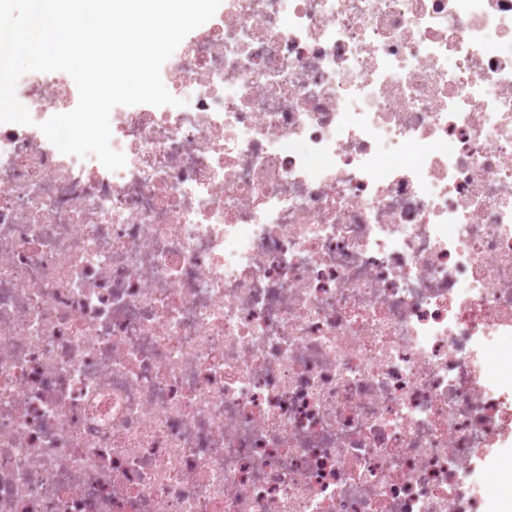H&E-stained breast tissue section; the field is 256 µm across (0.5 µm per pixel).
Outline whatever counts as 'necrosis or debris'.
I'll list each match as a JSON object with an SVG mask.
<instances>
[{
	"label": "necrosis or debris",
	"mask_w": 512,
	"mask_h": 512,
	"mask_svg": "<svg viewBox=\"0 0 512 512\" xmlns=\"http://www.w3.org/2000/svg\"><path fill=\"white\" fill-rule=\"evenodd\" d=\"M165 74L118 171L65 77L0 123V512H485L512 0H224Z\"/></svg>",
	"instance_id": "1"
}]
</instances>
